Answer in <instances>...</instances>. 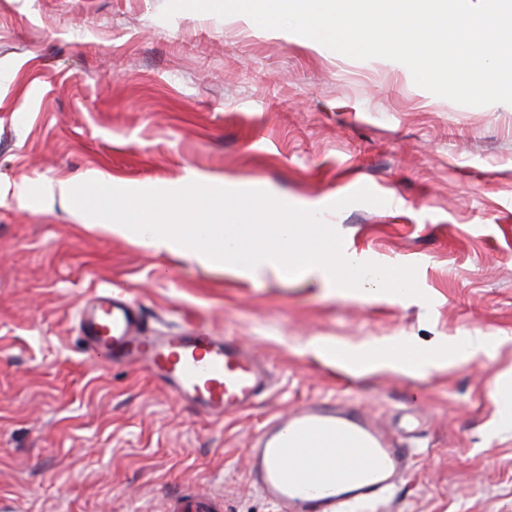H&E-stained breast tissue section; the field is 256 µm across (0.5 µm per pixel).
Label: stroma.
Wrapping results in <instances>:
<instances>
[{
	"label": "stroma",
	"instance_id": "1",
	"mask_svg": "<svg viewBox=\"0 0 512 512\" xmlns=\"http://www.w3.org/2000/svg\"><path fill=\"white\" fill-rule=\"evenodd\" d=\"M166 0H0V512H166L196 490L278 512L249 450L276 415L332 401L414 453L380 512H512V104L466 106L396 61L355 60L242 15ZM114 187L199 182L324 210L345 247L413 265L422 297L365 300L291 276L205 269L86 229L14 189L92 171ZM382 206H329L359 185ZM120 290L144 324L203 326L263 357L267 392L210 420L79 330ZM489 351L428 375L353 373L316 352L400 340Z\"/></svg>",
	"mask_w": 512,
	"mask_h": 512
}]
</instances>
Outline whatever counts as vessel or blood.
Listing matches in <instances>:
<instances>
[{"mask_svg": "<svg viewBox=\"0 0 512 512\" xmlns=\"http://www.w3.org/2000/svg\"><path fill=\"white\" fill-rule=\"evenodd\" d=\"M87 341L117 365L146 371L214 420L239 413L268 387L261 358L235 339L193 326L146 330L121 291L96 294L81 318ZM252 479L279 512H370L397 485L410 455L366 413L315 402L272 418L249 451ZM212 495L174 499L167 512H222Z\"/></svg>", "mask_w": 512, "mask_h": 512, "instance_id": "1", "label": "vessel or blood"}]
</instances>
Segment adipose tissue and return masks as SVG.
Returning a JSON list of instances; mask_svg holds the SVG:
<instances>
[{
	"label": "adipose tissue",
	"instance_id": "1",
	"mask_svg": "<svg viewBox=\"0 0 512 512\" xmlns=\"http://www.w3.org/2000/svg\"><path fill=\"white\" fill-rule=\"evenodd\" d=\"M486 347V336L476 332L465 337L463 351L449 355L436 347L404 350L399 344L391 342L373 347L347 349L341 357V362L343 365L361 370L390 368L401 372L428 373L447 364L455 365L469 355L484 351Z\"/></svg>",
	"mask_w": 512,
	"mask_h": 512
}]
</instances>
